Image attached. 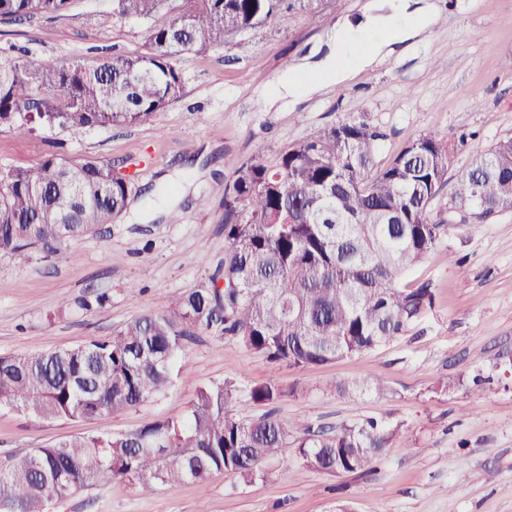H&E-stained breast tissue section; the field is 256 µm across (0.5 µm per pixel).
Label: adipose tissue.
I'll return each mask as SVG.
<instances>
[{"label":"adipose tissue","mask_w":512,"mask_h":512,"mask_svg":"<svg viewBox=\"0 0 512 512\" xmlns=\"http://www.w3.org/2000/svg\"><path fill=\"white\" fill-rule=\"evenodd\" d=\"M438 13L434 0H368L357 24L337 27L330 54L319 62L322 73L327 79L340 82L351 71L385 61L396 44L429 32Z\"/></svg>","instance_id":"1"}]
</instances>
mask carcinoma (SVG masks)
Masks as SVG:
<instances>
[{
  "instance_id": "1",
  "label": "carcinoma",
  "mask_w": 512,
  "mask_h": 512,
  "mask_svg": "<svg viewBox=\"0 0 512 512\" xmlns=\"http://www.w3.org/2000/svg\"><path fill=\"white\" fill-rule=\"evenodd\" d=\"M70 0H0V18L60 13ZM289 0H112V15L147 27L148 51L94 65L0 55V125L78 133L146 125L179 100L178 56L205 55L225 38L285 18ZM167 16L169 20L159 21ZM386 133L351 118L319 128L272 156L241 162L224 192V262L211 285L160 298L157 310L111 337L39 353L0 355V409L47 420H89L128 410L177 377L184 342L219 327L267 361L303 369L391 342L433 307L430 285H402L448 230L431 219L453 149L420 135L378 166ZM129 182L112 166L47 156L0 171V253L19 263L33 252L63 256L67 244L122 216ZM453 214L491 220L512 212V138L475 154L450 198ZM223 280L224 286L217 287ZM295 390L274 381L200 387L184 417L127 433L79 436L38 448L0 471V512H47L104 478L143 492L203 482L227 472L244 482L288 447L289 432L267 412L245 422L232 407L269 405ZM403 425L373 419L336 434L310 428L293 438L296 459L333 473L367 471Z\"/></svg>"
}]
</instances>
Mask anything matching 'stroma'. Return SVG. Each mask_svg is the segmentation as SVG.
Listing matches in <instances>:
<instances>
[{
  "label": "stroma",
  "mask_w": 512,
  "mask_h": 512,
  "mask_svg": "<svg viewBox=\"0 0 512 512\" xmlns=\"http://www.w3.org/2000/svg\"><path fill=\"white\" fill-rule=\"evenodd\" d=\"M367 0H312L268 24L227 38L206 57L176 62L184 94L156 121L74 133L39 126L21 135L0 125V169L54 155L90 158L131 176L126 213L99 232L71 241L61 259L33 254L18 264L0 254V355L42 352L111 337L155 309L208 284L224 257V190L234 165L272 154L316 128L351 117L383 129L385 164L420 134L455 146L448 181L432 204L448 208L471 155L512 137V0H441L444 24L396 45L385 63L335 83L305 58L329 33L355 21ZM25 49L92 65L102 56L146 50L145 25L113 16L111 0H71L69 9L23 22L0 19V54ZM322 82L320 91L283 107L264 92L283 72ZM207 198L205 207L197 199ZM404 284H430L431 311L404 336L319 366H275L237 338L211 330L185 344L181 376L134 408L90 420H42L0 410V470L34 449L83 433L130 432L183 416L198 387L234 379L297 388L273 404L283 427L337 432L374 418L403 423L366 474L333 476L296 462L293 448L244 483L217 473L202 483L142 493L102 479L53 501L51 512H512V212L486 224L454 221ZM107 295L81 310L62 299ZM383 380L385 392H335L339 383Z\"/></svg>",
  "instance_id": "35a3bbf8"
}]
</instances>
